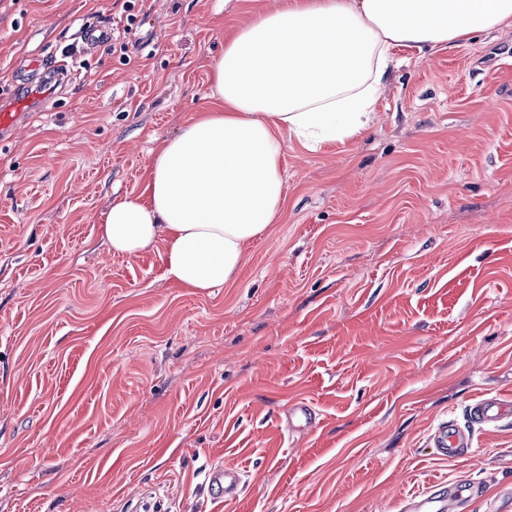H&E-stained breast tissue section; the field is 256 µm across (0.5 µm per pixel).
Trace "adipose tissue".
I'll use <instances>...</instances> for the list:
<instances>
[{
  "label": "adipose tissue",
  "instance_id": "ef3b65f1",
  "mask_svg": "<svg viewBox=\"0 0 512 512\" xmlns=\"http://www.w3.org/2000/svg\"><path fill=\"white\" fill-rule=\"evenodd\" d=\"M512 25V0H289L224 42L209 111L164 141L146 201H112L102 235L135 256L164 242L166 275L208 291L233 279L245 248L284 202L288 130L309 149L365 129L394 49H445Z\"/></svg>",
  "mask_w": 512,
  "mask_h": 512
}]
</instances>
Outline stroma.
Masks as SVG:
<instances>
[{"label": "stroma", "instance_id": "1", "mask_svg": "<svg viewBox=\"0 0 512 512\" xmlns=\"http://www.w3.org/2000/svg\"><path fill=\"white\" fill-rule=\"evenodd\" d=\"M282 3L135 0L130 24L124 0H0V86L77 48L0 144V512H402L462 477L459 512H512V418L454 461L430 442L512 398V27L396 49L351 139L281 132L283 209L224 287L102 238L209 108L226 34ZM224 463L245 477L219 503ZM244 471L233 464L212 467L206 475L208 492L212 499L228 501L236 497L243 485Z\"/></svg>", "mask_w": 512, "mask_h": 512}]
</instances>
